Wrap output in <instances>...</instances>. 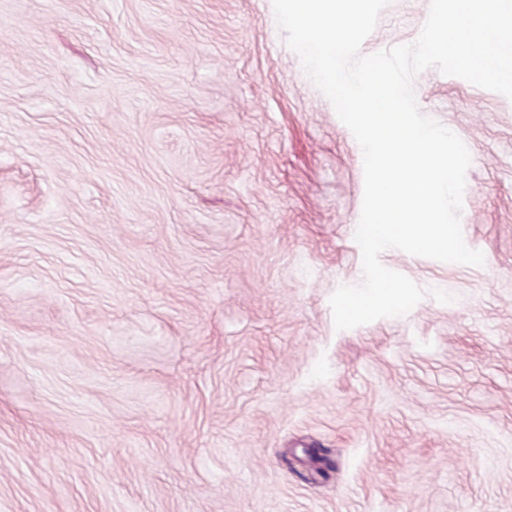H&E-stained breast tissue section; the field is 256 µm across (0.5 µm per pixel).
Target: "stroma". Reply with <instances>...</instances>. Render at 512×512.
<instances>
[{
  "label": "stroma",
  "instance_id": "1",
  "mask_svg": "<svg viewBox=\"0 0 512 512\" xmlns=\"http://www.w3.org/2000/svg\"><path fill=\"white\" fill-rule=\"evenodd\" d=\"M413 86L485 263L339 331L363 154L272 0H0V512H512V100Z\"/></svg>",
  "mask_w": 512,
  "mask_h": 512
}]
</instances>
